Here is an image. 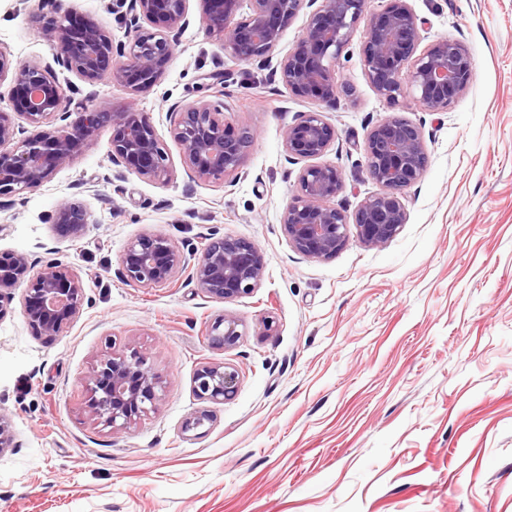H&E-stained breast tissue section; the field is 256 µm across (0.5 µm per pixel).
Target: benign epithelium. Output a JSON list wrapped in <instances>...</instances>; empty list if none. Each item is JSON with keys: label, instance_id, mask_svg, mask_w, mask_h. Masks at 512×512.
<instances>
[{"label": "benign epithelium", "instance_id": "obj_1", "mask_svg": "<svg viewBox=\"0 0 512 512\" xmlns=\"http://www.w3.org/2000/svg\"><path fill=\"white\" fill-rule=\"evenodd\" d=\"M206 32L224 51L243 62H265L282 31L305 4L316 0H196ZM246 12H241L242 8ZM367 0H322L311 14L302 35L301 49L279 64L280 80L294 96L324 103L336 102L341 89L336 67L342 49L364 18ZM122 14L127 41L113 45L109 32L90 17L54 11L44 29L52 42L57 63L87 83L108 75L137 95L150 90L164 74L175 47V34L188 26L189 0H113ZM424 21L408 0H385L367 25L360 56L365 75L377 96L389 105L413 96L428 112L448 108L473 77L472 60L463 45L437 39L420 47ZM11 81L9 110L0 108V197L34 190L51 179L98 131L112 125V163L158 183L173 177L168 148L143 112H111L103 102L66 109L65 92L48 68L20 62L0 50V82ZM171 129L187 169L203 181L236 175L253 143V132L224 121V103L201 101L182 105ZM23 123H18V120ZM64 124L49 128L55 120ZM336 127L320 112H303L288 126L284 149L288 157L307 160L299 172L295 194L283 216L288 244L311 258L329 259L344 245L353 223L358 237L372 246L394 238L407 223L397 193L424 174L428 154L421 128L405 118L393 117L375 125L365 142V164L381 190L365 197L354 215L335 204L343 192L342 171L320 162L336 141ZM54 223L66 224L79 236L88 226L87 212L65 202ZM184 251L159 235L132 240L122 262V277L147 287L173 281L190 265ZM198 286L220 299L250 294L258 287L264 257L251 242L211 234L194 258ZM26 285L24 313L41 334L57 335L78 318L84 292L78 275L61 263L36 271L24 254L10 253L0 260V313L13 300V291ZM239 322L226 316L212 325L214 340L236 345ZM239 372L232 366H204L194 376V392L203 401L219 402L232 396ZM160 377L146 366L140 352L100 358L90 377L87 393L92 415L114 429L123 428L154 404Z\"/></svg>", "mask_w": 512, "mask_h": 512}]
</instances>
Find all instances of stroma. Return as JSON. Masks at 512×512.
Instances as JSON below:
<instances>
[{"instance_id":"stroma-1","label":"stroma","mask_w":512,"mask_h":512,"mask_svg":"<svg viewBox=\"0 0 512 512\" xmlns=\"http://www.w3.org/2000/svg\"><path fill=\"white\" fill-rule=\"evenodd\" d=\"M409 4L428 40H459L472 57L471 83L441 112L379 99L361 62L362 24L339 59L345 94L333 104L291 95L274 71L298 49L308 7L262 65L224 52L190 5L160 81L134 95L55 63L42 32L53 9L0 0V50L50 67L80 100L146 113L174 170L166 184L117 177L107 126L43 186L0 198V254L72 266L85 296L59 336L34 333L24 288L0 314V418L14 432L0 453V512H512V0ZM56 8L126 38L112 0ZM216 89L225 120L255 137L240 176L203 182L172 141L170 107ZM310 111L336 128L324 159L344 175L336 202L350 213L379 190L368 132L392 117L421 127L428 167L400 191L407 222L386 244L352 233L328 260L289 245L282 219L303 163L283 140ZM65 202L88 213L81 237L56 229ZM213 230L263 254L251 294L216 298L185 273L162 287L122 278L135 237L201 249ZM226 315L241 332L230 349L209 336ZM134 349L161 378L158 399L114 429L89 414L86 384L103 354ZM224 363L239 372L237 391L199 400L196 371ZM201 413L204 425L185 430Z\"/></svg>"}]
</instances>
